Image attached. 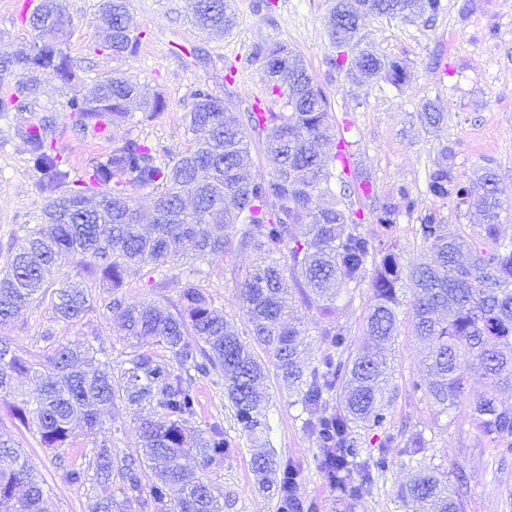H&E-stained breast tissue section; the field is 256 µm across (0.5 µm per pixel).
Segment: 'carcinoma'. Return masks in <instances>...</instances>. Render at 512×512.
Returning a JSON list of instances; mask_svg holds the SVG:
<instances>
[{
	"label": "carcinoma",
	"instance_id": "1",
	"mask_svg": "<svg viewBox=\"0 0 512 512\" xmlns=\"http://www.w3.org/2000/svg\"><path fill=\"white\" fill-rule=\"evenodd\" d=\"M128 6L129 0H100L104 38L97 50L137 53L141 37L128 24ZM440 10V0H334L328 19V38L336 49L331 68L365 82L402 84L406 73L397 62L361 47L359 19L385 15L427 22ZM28 14L36 41L0 48V112L26 107L44 77L66 87L74 80L70 57L62 49L70 26L64 0H40ZM188 14L195 27L210 35L222 36L236 25L226 0H188ZM250 61L260 64L266 93L281 99L285 111L254 108L246 122H228L226 100L200 85L185 114L189 144L164 163L147 142L131 136L98 160L88 179L74 180L47 146V124L35 123L19 133L47 203L42 223L24 229L0 270V326L47 298L54 320L82 322L91 310L88 295L54 287V274L71 264L111 291L109 309L122 314L119 335L136 340L135 350L116 369L98 358L89 342L77 348L59 345L46 359L35 360L18 354L0 336V397L14 398L15 418L36 428L42 447H72L73 426H103L118 401L132 410L151 482L143 484L135 462L103 444L93 449L92 470L73 466L66 472L70 483L86 490L89 512H123V502L130 499H141L157 512H220L209 483L189 479L181 464L192 454L206 472L224 461L230 448L221 425L186 426L196 416L198 379L214 373L223 377L234 418L258 447L268 444L271 430L269 401L257 391L267 378L266 366L194 280L201 270L189 271L174 302L128 303L123 288L131 267L145 270L148 286L160 294L172 279L163 268L179 260L211 263L238 251L258 256L236 282L244 315L306 414L304 427L317 440V469L346 503L369 493L373 473L389 467L393 436L383 433L377 455L367 460L355 431L386 426V407L379 399L387 379L383 352L396 336L403 288L411 290L413 333L428 346L427 374L414 383L415 389L441 412L457 408L476 377L512 389V244L499 241L505 189L497 175L483 168L463 184L446 145L427 175L431 196L481 216L477 242L437 210L417 212L418 197L404 185L383 198L374 190L365 193L361 184L369 176L355 164L342 167L333 133L336 116L301 55L273 42L255 47ZM19 67L28 73L23 83L13 81ZM132 103L143 121L166 108L163 96L143 94L137 82L120 74L71 91L66 107L82 129L103 135L129 115ZM447 118L433 101L419 113L423 126L434 132ZM254 140L270 168L266 177L251 174ZM334 186L339 192L332 191ZM141 190L152 194V220L146 226L140 222ZM352 195L362 200L357 208L348 201ZM324 196L330 201L322 204ZM402 212L417 214L416 234L426 248V261L412 268L401 264L396 243L364 231L366 215L390 231ZM365 284L374 298L364 317L370 342L351 354L348 331L336 319L337 300ZM303 308H314L323 317L319 336L324 349L309 366L297 362ZM16 375L37 383L36 396L15 393ZM333 400L336 406L324 411ZM146 405L153 415H140ZM468 410L481 435L501 453L512 454V404L487 394ZM253 468L262 484L275 488L277 512H317L316 503L295 494L301 464L279 462L261 451ZM413 470L398 491L412 512H465L461 487L451 485L439 467L419 463ZM114 476L122 500L92 495L95 485ZM0 500L11 502L13 512H51L37 474L2 442Z\"/></svg>",
	"mask_w": 512,
	"mask_h": 512
}]
</instances>
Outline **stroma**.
<instances>
[{"label":"stroma","mask_w":512,"mask_h":512,"mask_svg":"<svg viewBox=\"0 0 512 512\" xmlns=\"http://www.w3.org/2000/svg\"><path fill=\"white\" fill-rule=\"evenodd\" d=\"M442 0V11L429 22L410 24L387 16L370 15L361 22L364 43L381 57L400 63L407 79L402 86L388 81L363 83L331 71L334 55L326 29L331 0H278L273 13L257 10L255 0H231L235 28L221 38H212L192 26L187 18V0H130L129 25L141 31L139 52L118 57L98 51L101 41L96 15L98 0H66L71 17V35L65 50L76 79L73 88L111 74H125L149 91L163 95L168 107L149 121L138 118L116 121L108 138L81 131L65 108L66 90L55 78H47L32 109L0 113V267L8 246L22 226L39 223L46 198L39 176L28 162L19 136L36 120L52 129V147L73 177H86L91 164L128 136L147 139L168 160L184 151L188 134L184 115L196 86L208 85L213 94L228 99L229 114L243 118L255 104L281 111L276 98L261 91L263 73L248 65L246 55L253 45L281 41L299 51L317 84L326 93L340 121L350 126L355 159L370 174L378 194L407 185L419 199L420 209H436L448 223L472 232L474 218L455 204L441 205L426 192V174L439 158L441 145L453 152V163L462 177L487 167L496 171L503 187L512 189V0ZM30 0H0V45L16 46L34 41L23 16ZM235 66L233 82H225L227 66ZM439 102L448 119L440 132L426 130L419 120L422 105ZM253 254L233 253L205 265L198 281L238 329L243 344L254 339L245 326L236 288L237 272L251 266ZM58 285L85 291L92 310L86 325H69L53 319L50 303L24 310L0 336L9 338L20 354L42 358L54 346H76L94 332L93 342L113 363L125 361L128 343L116 334L119 319L107 311L109 293L98 283L66 267L57 276ZM368 287L342 295L338 321L348 331L352 349L364 341L363 316L372 302ZM399 333L388 356L391 376L382 394L394 436L389 451V469L376 477L370 494L344 507L319 473L315 437L303 429L293 393L276 376H268L263 391L270 400V446L277 459L302 466L297 494L314 501L319 512H411L396 493L410 478L405 462V442L421 431L429 444L421 454L427 464L454 472L464 482L465 512H512V457L481 440L467 415L466 406L490 392L482 380H471L461 408L438 412L412 384L422 375L425 345L412 333L408 305L398 309ZM197 415L192 424H221L231 448L221 465L206 478L220 494L223 512H276V501L264 491L253 471V444L238 429L219 377L197 381ZM0 440L10 443L28 460L43 482L53 512H87L83 488L66 478L65 463L88 466L92 450L101 443L122 456L142 460L140 439L124 404L112 409V422L93 432L77 433V444L55 452L42 448L35 431L21 426L12 415L10 401L0 400Z\"/></svg>","instance_id":"stroma-1"}]
</instances>
